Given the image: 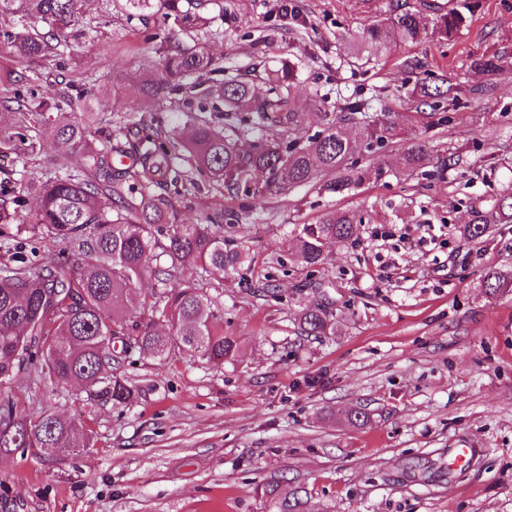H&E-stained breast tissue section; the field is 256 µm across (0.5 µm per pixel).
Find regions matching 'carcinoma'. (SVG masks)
<instances>
[{
	"mask_svg": "<svg viewBox=\"0 0 512 512\" xmlns=\"http://www.w3.org/2000/svg\"><path fill=\"white\" fill-rule=\"evenodd\" d=\"M78 0H0V17L23 13L44 30H3L0 37L17 47L28 62L57 55L66 30L80 21ZM183 0H123L130 18L160 12L191 32L206 24L197 12L183 9ZM463 24L457 13L441 16L435 27L450 37ZM426 34L418 18L404 13L371 25L358 49L372 54L390 40L414 43ZM213 59L197 45L164 55L161 74L142 93L150 99H170L180 112H200L180 144L168 139L160 124L130 113L117 120L85 111L91 81L67 83L56 97L32 111L17 100L15 122L0 125V153L17 156L22 164L36 158L45 139L58 147L56 170L31 182L39 205L32 228L15 223L10 202L0 199V229L15 227L23 238L34 229L60 245L42 257L39 269L0 267V390L25 374L33 384H67L80 388L84 400L128 405L136 387L113 372L133 352L159 359L184 350L202 362L220 366L235 355L237 338L224 335L214 302L199 283L224 284L244 263L232 229L236 215L207 212L197 224H181L172 209L171 192L197 188L196 172L228 193L260 200L268 193L311 183L341 195L360 187L364 172L357 159L395 139L405 115L370 116L356 104L348 112H321V129L305 140L292 136L302 124L299 101L292 96L294 71L285 68L267 77V96L254 103L255 91L246 77L220 82L203 90L205 102L179 97L182 80L211 69ZM440 79L424 89V104L440 110L452 87ZM280 132L271 134L269 127ZM246 141L241 152L236 142ZM119 153L133 158L123 166ZM404 173L435 164L425 142L407 139L398 158ZM361 219L350 211L324 212L296 232L297 260L317 266L329 242L353 237ZM495 224H512V186L488 210H475L459 236L473 247L486 242ZM187 263L198 268L199 282L181 283L173 272ZM154 279L159 291L143 294L137 284ZM486 292H512V265L487 268L480 279ZM140 309L129 320L124 308ZM307 336L327 334V311L305 310L299 319ZM94 438L81 418L43 411L33 415L8 397L0 400V453L19 452L61 463L92 445ZM297 487L284 496L267 486L263 494L277 496L279 512H304Z\"/></svg>",
	"mask_w": 512,
	"mask_h": 512,
	"instance_id": "obj_1",
	"label": "carcinoma"
}]
</instances>
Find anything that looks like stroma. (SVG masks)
Returning a JSON list of instances; mask_svg holds the SVG:
<instances>
[{"label":"stroma","mask_w":512,"mask_h":512,"mask_svg":"<svg viewBox=\"0 0 512 512\" xmlns=\"http://www.w3.org/2000/svg\"><path fill=\"white\" fill-rule=\"evenodd\" d=\"M79 7L68 48L48 65L32 68L0 41V121H13L5 104L15 96L48 98L91 74L89 111L147 110L182 138L185 113L141 88L160 74L163 47L193 42L218 65L197 76L205 86L247 71L261 93L271 70L296 63V137L319 130L320 113L358 102L407 114L409 135L440 161L398 172L396 139L359 157L365 181L343 195L308 185L261 202L214 188L173 196L185 224L213 209L239 216L245 262L210 292L238 338L235 357L217 368L184 351L133 355L123 372L139 397L128 407L19 377L12 396L23 409L81 417L96 444L52 466L0 454V512H276L266 483L302 488L306 512H512V294L480 286L485 267L512 262V224L494 225L480 248L457 233L512 185V0H204L210 25L192 33L159 15L129 20L121 0ZM405 12L464 22L447 39L351 54L358 32ZM492 56L498 71L478 67ZM441 75L460 82L456 102L418 113L425 78ZM56 155L48 140L29 166L0 157V192L26 198L20 223L38 208L28 180ZM332 207L363 222L350 241L328 244L321 266L305 267L292 231ZM315 307L331 328L302 335L300 314ZM348 409L364 421H348ZM466 447L479 456L450 467V449Z\"/></svg>","instance_id":"stroma-1"}]
</instances>
